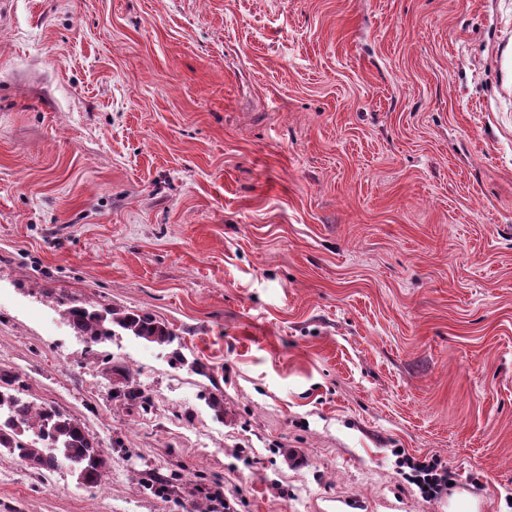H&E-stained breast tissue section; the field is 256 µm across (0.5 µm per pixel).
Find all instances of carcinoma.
<instances>
[{
    "instance_id": "carcinoma-1",
    "label": "carcinoma",
    "mask_w": 512,
    "mask_h": 512,
    "mask_svg": "<svg viewBox=\"0 0 512 512\" xmlns=\"http://www.w3.org/2000/svg\"><path fill=\"white\" fill-rule=\"evenodd\" d=\"M67 314L70 325L94 343L113 335L115 326L158 344L170 343L174 336L166 324L147 313H102L82 305L69 308ZM0 448L37 471H54L66 463L85 486L94 487L102 479L104 460L84 427L56 408L34 407L17 392L0 390Z\"/></svg>"
}]
</instances>
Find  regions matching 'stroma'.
Listing matches in <instances>:
<instances>
[{"mask_svg":"<svg viewBox=\"0 0 512 512\" xmlns=\"http://www.w3.org/2000/svg\"><path fill=\"white\" fill-rule=\"evenodd\" d=\"M3 373L0 512H512V0H0ZM70 325L88 336L96 343L102 337L113 335V326H117L134 336L148 342L165 344L171 343L174 333L162 322L144 313L106 310L105 314L85 306H73L67 311ZM19 393L0 390V448L37 471L67 463L79 484L97 486L104 460L95 440L74 418L56 408H35ZM30 430L33 438L22 439ZM405 463L415 473L414 483L427 497H437L443 490L448 489L449 482L453 480L448 468L435 460L417 461L406 458ZM424 487H427V490H424Z\"/></svg>","mask_w":512,"mask_h":512,"instance_id":"1","label":"stroma"}]
</instances>
